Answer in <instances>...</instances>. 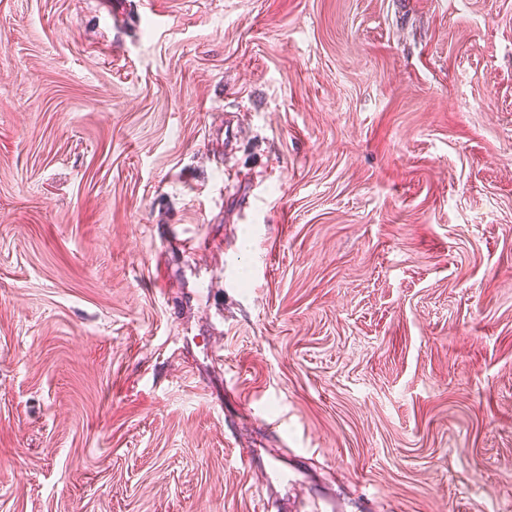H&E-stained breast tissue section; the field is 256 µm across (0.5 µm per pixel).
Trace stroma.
Listing matches in <instances>:
<instances>
[{
	"instance_id": "obj_1",
	"label": "stroma",
	"mask_w": 512,
	"mask_h": 512,
	"mask_svg": "<svg viewBox=\"0 0 512 512\" xmlns=\"http://www.w3.org/2000/svg\"><path fill=\"white\" fill-rule=\"evenodd\" d=\"M140 2L0 0V512H512V0Z\"/></svg>"
}]
</instances>
